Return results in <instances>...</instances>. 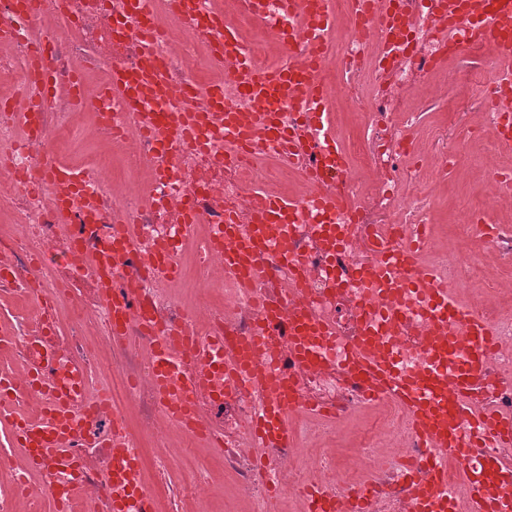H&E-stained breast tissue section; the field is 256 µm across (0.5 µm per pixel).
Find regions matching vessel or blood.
<instances>
[{"label":"vessel or blood","instance_id":"b4317fda","mask_svg":"<svg viewBox=\"0 0 512 512\" xmlns=\"http://www.w3.org/2000/svg\"><path fill=\"white\" fill-rule=\"evenodd\" d=\"M123 9L140 39L141 63L136 70L114 67L113 96L124 100L143 128L155 140L165 141L168 132L180 134L190 145L199 147L212 135L251 147L275 145L288 156L308 153L315 142H328L330 165H316L314 180H321L326 167L342 169L348 157L334 141L335 130L319 107L326 91L320 74L328 64L327 55L315 43H301L300 33L289 29V43L298 44L288 63L266 71L255 69L237 30L223 14L212 13L195 29L208 42L214 60L233 56L241 82L252 99L261 103L257 112H239L222 107L221 89H214L210 100L198 110H175L157 116L152 104L169 93L166 72L155 49L157 33L147 26L150 0H121ZM283 11L301 18L315 16L321 28L334 23V0H281ZM364 14L372 15L385 42L386 53L397 50L394 13L373 14L369 0H363ZM438 23L468 27L474 40L489 46L496 58V75L512 80V0H445ZM292 102L296 111L307 116L305 126L289 131L277 126L273 106L280 99ZM60 222H68L76 182L58 173L53 182ZM292 201L270 197L255 212L252 223H237L226 217L217 225L214 241L224 249V268L242 284H250L264 268L265 260L291 267L296 282L308 273L305 262L290 247L292 235L282 217L292 211ZM398 260L385 256L389 245L386 234L372 232L357 239L364 252L355 275L365 280L366 291L360 302L361 318L355 336L344 342V357L337 365L350 385L368 393L372 405L399 404L407 412L416 443L430 456L416 469V479L407 491L406 512H512V463L499 462L495 468L505 478L497 495H489L474 466L479 449L512 441V414L497 410L489 392L499 378L495 367L502 353L512 350L495 327L470 306L464 305L455 290L435 283L432 275L415 262L416 252L429 234L412 229ZM137 246L128 230H120L111 252L93 260L100 285L112 300L114 334H124L131 316L127 300L116 290L120 262L135 254ZM420 293L425 300L422 330L417 343L424 352L419 367L402 363L405 343L401 304L404 297ZM262 329L258 335L240 338L225 345L223 337H189L182 349H175L167 338L155 342L152 358V386L164 410L177 421L200 426L196 402L205 375L219 379L213 387L223 396L225 387L245 384L249 393L262 396L264 404L252 431L256 448L270 445L293 447L290 422L306 413L310 405L298 388L296 378L308 370L333 365L330 351L336 343V329L315 318L301 298L284 304L272 298L261 301ZM49 403L41 420L27 423L0 418V425L11 428L16 445L38 443L43 450L44 471L58 465H72L68 445L74 427L68 409L72 391L51 386ZM112 457L106 467L105 487L112 498L113 512H126L127 499H141L143 479L127 437L112 441ZM455 462L461 473L458 485H449L447 462ZM327 504L328 512H375L369 491L352 490L334 497L314 494L311 508Z\"/></svg>","mask_w":512,"mask_h":512}]
</instances>
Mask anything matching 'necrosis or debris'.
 Wrapping results in <instances>:
<instances>
[{"instance_id":"1","label":"necrosis or debris","mask_w":512,"mask_h":512,"mask_svg":"<svg viewBox=\"0 0 512 512\" xmlns=\"http://www.w3.org/2000/svg\"><path fill=\"white\" fill-rule=\"evenodd\" d=\"M39 3L43 23L32 26L18 14L15 0H0V27L12 31L0 39V305L7 308L0 321L7 333L0 344V379L13 383L10 411L36 421L43 407L40 389L27 380L33 361L51 353L52 382L78 374L80 387L72 402L77 434L70 446L83 469L79 476L65 474L46 485L28 453L0 448V512H45L59 500L67 512H85L89 493L97 496L98 512H112V500L100 487L102 460L116 431L134 443L154 512H197L199 502L216 497L233 499L245 512H305L304 492L314 483L330 494L366 486L377 512H404L409 472L396 455L378 449L388 429L405 434L401 408H381L363 426L348 466L332 447L335 423L308 414L296 417L294 447L264 449L271 467L257 476L249 430L261 397H200L207 427L223 439L217 448L165 413L150 383L154 338L134 320L125 335H113L112 305L95 288L91 258L111 248L117 225H134L141 247L165 248L177 267L176 277L166 279L127 262L117 279L128 289L136 313L195 336L223 333L229 345L255 332L259 297L287 300L292 293L283 273L239 287L224 270L215 227L228 215L250 223L255 188L272 196L290 194L301 205L287 217L295 226L291 245L309 264L302 300L313 315L335 325L338 337L353 335L362 284L349 271L350 252L337 253L336 275L328 277L323 251L304 227L325 224L336 232L347 226L357 237L379 227L434 223L435 190L459 169L464 148L449 147L448 124L441 121L429 130L436 158L417 151L416 133L426 113L439 109L424 90L446 73L448 62L484 54L485 45L473 42L465 28L439 31L433 20L438 0H375L376 10L394 11L406 22L403 49L388 57L374 23H357L349 0H338L335 26L344 41L330 44L321 80L327 103L341 101L363 113L367 133L358 168L332 173L326 184L348 195L349 208L327 212L305 176L319 152L290 165L268 149L231 161L217 137L188 149L178 137L162 146L143 134L131 111L110 93L113 66L132 70L140 59L135 39L113 14L114 0ZM264 8L260 19L240 2L227 10L223 0H200L201 13L223 10L260 68L281 64L289 55L273 37L274 28L292 25L304 35L312 33L307 20L291 23L281 16L279 0H265ZM151 18L168 80L186 106L206 104L218 87L225 107L254 109V100L239 87L233 62H210V44L195 35L174 0H152ZM39 46L42 66L52 77L48 88L33 82L29 67V56ZM478 78L485 92L469 108L479 117L472 133L492 139L504 113L501 85L492 73ZM78 136L93 148L92 157L72 158L70 146ZM63 169L93 184V221H85L77 206L69 223L58 222L51 183ZM180 198L196 210L192 228L177 218ZM297 385L311 404L337 409L344 417L365 407L361 394L329 370L299 375ZM79 480L85 490L81 497L72 493Z\"/></svg>"}]
</instances>
